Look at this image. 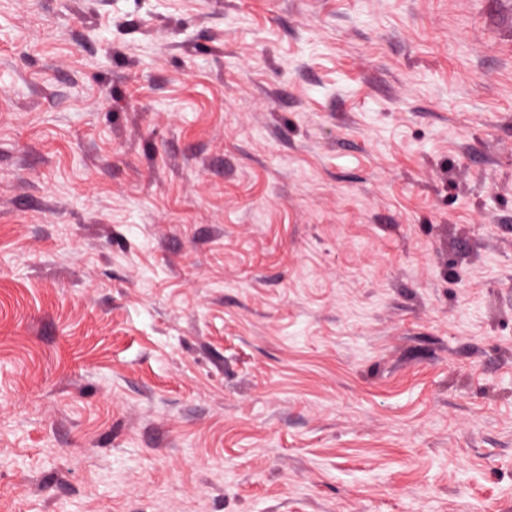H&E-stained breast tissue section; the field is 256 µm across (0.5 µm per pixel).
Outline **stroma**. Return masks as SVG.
<instances>
[{"label":"stroma","instance_id":"1","mask_svg":"<svg viewBox=\"0 0 512 512\" xmlns=\"http://www.w3.org/2000/svg\"><path fill=\"white\" fill-rule=\"evenodd\" d=\"M0 512H512V0H0Z\"/></svg>","mask_w":512,"mask_h":512}]
</instances>
